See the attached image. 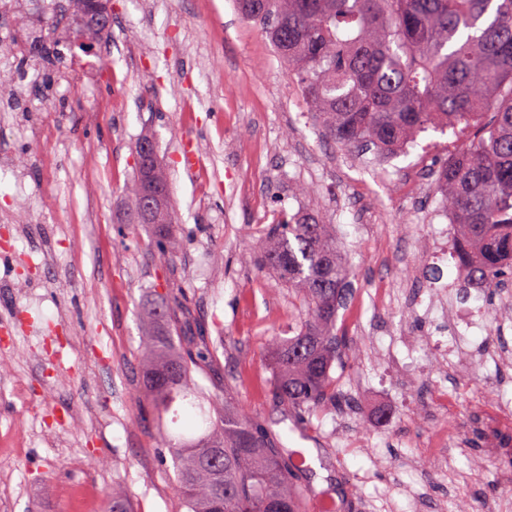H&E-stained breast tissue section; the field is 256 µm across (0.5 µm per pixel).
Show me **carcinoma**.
I'll return each instance as SVG.
<instances>
[{
  "mask_svg": "<svg viewBox=\"0 0 512 512\" xmlns=\"http://www.w3.org/2000/svg\"><path fill=\"white\" fill-rule=\"evenodd\" d=\"M259 22L297 78L324 134L351 147L369 142L389 154L428 130L460 126L475 136L435 172L452 218L454 251L470 289L512 277V0H236ZM130 224H151L159 241L175 223L161 166L134 170ZM269 269L306 308L288 338L270 341L272 389L288 414L320 415L340 397L334 362L350 338L337 327L350 299L349 269L331 225L309 213L281 215L252 242ZM162 306L143 341L141 379L157 422L179 401L200 407L202 432L170 435L177 491L187 512H308L301 448L229 402L202 408L193 373H209L214 352L192 335L182 305L163 285Z\"/></svg>",
  "mask_w": 512,
  "mask_h": 512,
  "instance_id": "1",
  "label": "carcinoma"
}]
</instances>
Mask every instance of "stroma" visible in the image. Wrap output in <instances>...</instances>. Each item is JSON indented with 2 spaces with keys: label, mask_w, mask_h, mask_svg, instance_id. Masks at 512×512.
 <instances>
[{
  "label": "stroma",
  "mask_w": 512,
  "mask_h": 512,
  "mask_svg": "<svg viewBox=\"0 0 512 512\" xmlns=\"http://www.w3.org/2000/svg\"><path fill=\"white\" fill-rule=\"evenodd\" d=\"M43 32L25 0L0 14L12 47L0 57V512H73L68 489L83 483L95 491L90 512H105L116 488L135 512H186L163 434L139 406L144 314L166 279L197 330L220 341L200 385L306 450L311 512L340 484L357 490L351 512H456L464 495L478 512L504 497L495 469L512 462V429L486 409L512 401V370L426 348L443 318L420 275L418 309L391 293L410 257L431 258L445 265L449 304L461 302L453 252L437 245L428 213L439 161L465 135L430 130L391 157L324 138L233 0H112L94 56L64 23L60 58L23 53ZM146 132L176 214L166 270L151 225L125 222ZM281 210L335 225L353 295L338 323L361 352L333 367L344 403L301 421L273 395L267 343L304 309L250 251ZM455 330L473 347L490 336L512 345V280ZM445 425L465 437L446 455L460 471L487 470L482 483L452 482L427 458Z\"/></svg>",
  "instance_id": "1"
}]
</instances>
